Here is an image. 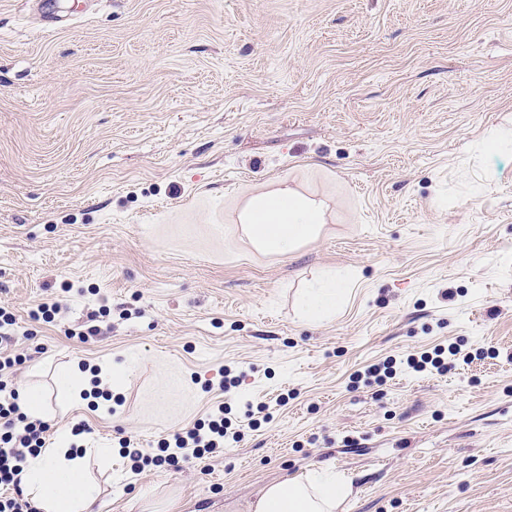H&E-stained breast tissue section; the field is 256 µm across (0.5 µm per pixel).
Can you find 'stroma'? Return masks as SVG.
<instances>
[{
	"instance_id": "1",
	"label": "stroma",
	"mask_w": 512,
	"mask_h": 512,
	"mask_svg": "<svg viewBox=\"0 0 512 512\" xmlns=\"http://www.w3.org/2000/svg\"><path fill=\"white\" fill-rule=\"evenodd\" d=\"M36 2L0 0V304L14 386L87 427L93 512H247L324 464L343 512H512V0H52L51 32ZM281 182L327 223L263 255L238 210ZM328 269L350 291L305 319ZM451 343L447 374L359 379ZM76 357L128 368L111 407L60 399ZM248 402L220 455L132 471Z\"/></svg>"
}]
</instances>
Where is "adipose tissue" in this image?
<instances>
[{
  "mask_svg": "<svg viewBox=\"0 0 512 512\" xmlns=\"http://www.w3.org/2000/svg\"><path fill=\"white\" fill-rule=\"evenodd\" d=\"M239 221L254 250L286 255L321 235L326 208L284 185L250 198ZM343 284L341 275L330 273L306 289L300 298L302 315L308 319L335 315L343 300ZM124 379L119 367L94 368L76 360L61 375L60 396L66 403L79 404L93 394L96 382L108 383L116 391ZM71 439L69 431H62L54 443L30 456L23 469L21 481L39 512H90L95 502L84 458L71 452ZM351 493L350 481L326 465L268 485L251 508L253 512H341Z\"/></svg>",
  "mask_w": 512,
  "mask_h": 512,
  "instance_id": "obj_1",
  "label": "adipose tissue"
}]
</instances>
